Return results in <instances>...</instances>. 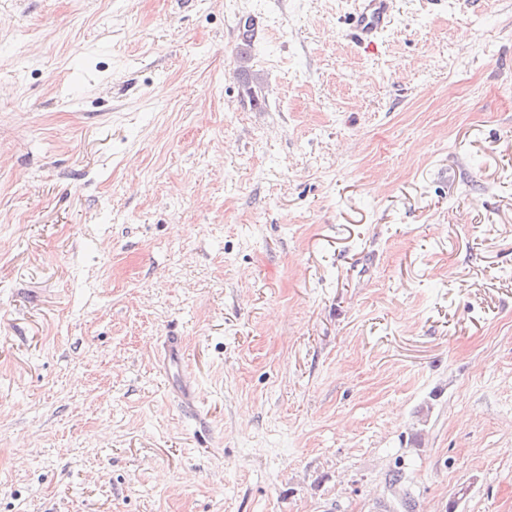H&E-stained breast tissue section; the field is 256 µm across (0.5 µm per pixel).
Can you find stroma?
<instances>
[{
  "label": "stroma",
  "instance_id": "35a3bbf8",
  "mask_svg": "<svg viewBox=\"0 0 512 512\" xmlns=\"http://www.w3.org/2000/svg\"><path fill=\"white\" fill-rule=\"evenodd\" d=\"M351 8L0 0V512H512V0ZM348 25L361 42L372 43L388 27L394 13V0H358Z\"/></svg>",
  "mask_w": 512,
  "mask_h": 512
}]
</instances>
